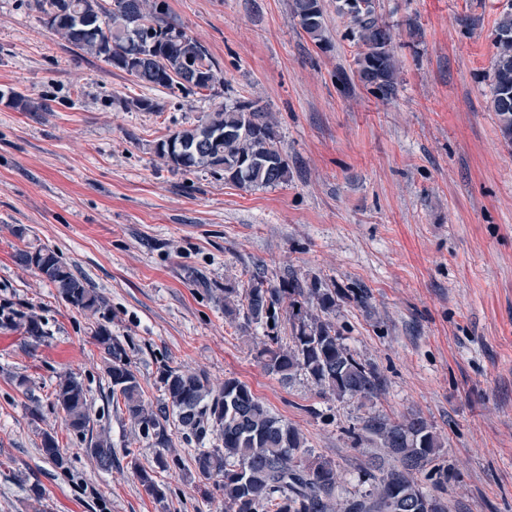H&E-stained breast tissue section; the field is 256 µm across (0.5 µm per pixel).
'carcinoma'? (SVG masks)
<instances>
[{
	"label": "carcinoma",
	"instance_id": "1",
	"mask_svg": "<svg viewBox=\"0 0 512 512\" xmlns=\"http://www.w3.org/2000/svg\"><path fill=\"white\" fill-rule=\"evenodd\" d=\"M33 7L41 17H53L50 30L72 48L100 58L146 86L186 96L223 83L209 49L171 19L166 0H33ZM292 11L318 47L329 45L324 0H292ZM336 12L349 19L347 37L357 47L360 82L382 99L394 98L398 92L395 33L378 12L377 0H336ZM155 28L162 30L164 40L149 37ZM493 44L492 107L504 138L512 142V7L501 14ZM155 152L173 169L222 171L224 180L242 189L288 182V157L279 148L276 123L259 101L248 97L207 113L191 128L170 132L157 142ZM17 260L53 284L67 305L92 314L105 308L104 299L55 251L22 249ZM286 298L291 309L288 336L282 335L278 314ZM335 307L336 293L315 285L306 290L277 288L253 277L241 290L224 289V312H241L248 322L262 327L259 355L268 373L287 383L301 372L323 394L370 399L382 390L383 380L354 355L341 330L326 318ZM20 326L32 336L43 335L35 315L1 302L0 328ZM93 339L104 354L112 401L123 405L128 418L155 445L168 446L173 427L195 444L194 475L221 479L217 487L224 512H447V505L418 479L422 474L435 486L448 476V467L441 462L443 442L420 415L400 421L370 415L360 429L349 430L354 444L369 441L393 457L395 464L384 468L370 463L365 472L370 489L342 498L336 464L311 455L303 434L274 414L247 383L229 378L214 390L205 375L166 365L160 374L163 402L155 408L143 398L124 343L103 324L94 330ZM50 405L75 435L90 428L87 390L77 376H59ZM41 447L56 469L68 471L69 458L55 436L43 434ZM86 452L101 467L112 466L109 438L99 437ZM131 464L145 492L163 503L165 491L152 473L135 460Z\"/></svg>",
	"mask_w": 512,
	"mask_h": 512
}]
</instances>
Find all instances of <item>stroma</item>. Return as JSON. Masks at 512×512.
I'll return each mask as SVG.
<instances>
[{"instance_id": "obj_1", "label": "stroma", "mask_w": 512, "mask_h": 512, "mask_svg": "<svg viewBox=\"0 0 512 512\" xmlns=\"http://www.w3.org/2000/svg\"><path fill=\"white\" fill-rule=\"evenodd\" d=\"M171 17L206 45L224 74L188 97L140 85L73 53L30 0H0V302L38 316L43 336L0 328V512H222L214 482L159 469L158 448L112 402L105 325L126 342L150 405L162 366L203 373L214 388L247 383L298 428L309 452L335 462L341 496L366 491L374 450L349 428L373 414H418L443 438L448 512H512V143L491 108L493 33L507 0H378L394 26L396 98L356 74L347 21L326 5L330 44L301 30L291 0H166ZM153 98L157 111L124 101ZM245 96L278 122L287 183L244 190L223 173L165 165L155 144ZM47 247L107 301L102 315L66 305L15 262ZM336 292L331 319L384 381L372 400L322 395L305 375L267 373L263 330L224 312V291L249 278ZM86 389L95 433L109 435L110 468L89 437L53 412L59 375ZM51 432L71 464L40 452ZM163 485L160 509L137 477Z\"/></svg>"}]
</instances>
